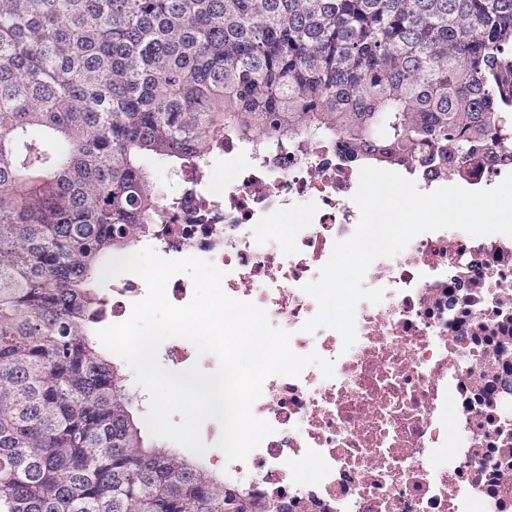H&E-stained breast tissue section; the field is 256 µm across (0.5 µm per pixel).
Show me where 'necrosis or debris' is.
<instances>
[{"instance_id": "1", "label": "necrosis or debris", "mask_w": 512, "mask_h": 512, "mask_svg": "<svg viewBox=\"0 0 512 512\" xmlns=\"http://www.w3.org/2000/svg\"><path fill=\"white\" fill-rule=\"evenodd\" d=\"M240 151L248 162L220 191L211 174L173 173L176 205L149 244L213 262L228 296L265 309L295 353L334 360L335 376L311 366L267 378L252 412L274 432L247 459L222 462L225 485L292 512H512V238L442 229L374 261L364 285L383 299L358 305L346 349L334 331L303 332L318 306L302 287L356 229L359 166L321 145L213 148ZM297 212L287 239L265 236V224ZM146 292L137 275L113 277V322ZM311 462L314 478L299 479Z\"/></svg>"}]
</instances>
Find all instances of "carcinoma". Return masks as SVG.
I'll return each instance as SVG.
<instances>
[{
	"label": "carcinoma",
	"instance_id": "1",
	"mask_svg": "<svg viewBox=\"0 0 512 512\" xmlns=\"http://www.w3.org/2000/svg\"><path fill=\"white\" fill-rule=\"evenodd\" d=\"M447 177L512 157V0H0V512H290L154 441L94 335L223 138Z\"/></svg>",
	"mask_w": 512,
	"mask_h": 512
}]
</instances>
